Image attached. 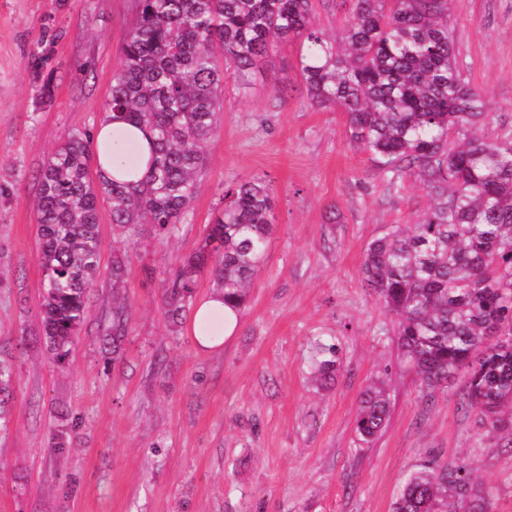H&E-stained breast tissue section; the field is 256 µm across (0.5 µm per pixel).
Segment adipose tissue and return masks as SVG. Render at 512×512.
Masks as SVG:
<instances>
[{
	"mask_svg": "<svg viewBox=\"0 0 512 512\" xmlns=\"http://www.w3.org/2000/svg\"><path fill=\"white\" fill-rule=\"evenodd\" d=\"M97 165L105 178L127 169L144 174L149 158V139L144 130L119 121L100 122L92 135Z\"/></svg>",
	"mask_w": 512,
	"mask_h": 512,
	"instance_id": "ef3b65f1",
	"label": "adipose tissue"
}]
</instances>
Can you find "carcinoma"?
<instances>
[{"label": "carcinoma", "instance_id": "obj_1", "mask_svg": "<svg viewBox=\"0 0 512 512\" xmlns=\"http://www.w3.org/2000/svg\"><path fill=\"white\" fill-rule=\"evenodd\" d=\"M339 37L314 20L311 0H137L103 117L145 128L150 160L138 181L93 180L91 134L75 131L40 170L36 199L44 334L58 360L87 317L100 274L98 207L128 237L151 224L161 241L195 199L206 145L224 103V76L244 87L274 44L306 45L300 74L311 104L338 108L350 140L407 169L430 198L414 224H394L366 248L362 278L396 317L402 360L428 389L460 378L461 407L486 440L512 450V136L492 127L480 91L462 73L448 28L450 0H350ZM275 196L262 179L224 187V209L172 279L165 314L182 321L198 275L210 268L239 309L264 261ZM126 322L112 310V354ZM332 346L317 347L315 378L334 379ZM381 382L360 401L355 430L368 441L385 427ZM392 512H492L489 491L465 458L413 472Z\"/></svg>", "mask_w": 512, "mask_h": 512}]
</instances>
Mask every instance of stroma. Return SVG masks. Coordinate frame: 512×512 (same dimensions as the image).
Wrapping results in <instances>:
<instances>
[{
    "mask_svg": "<svg viewBox=\"0 0 512 512\" xmlns=\"http://www.w3.org/2000/svg\"><path fill=\"white\" fill-rule=\"evenodd\" d=\"M135 0H0V358L15 382L0 431V512H392L411 472L465 458L494 512H512V453L489 446L459 406L460 383L427 392L400 358L395 317L362 283L370 242L428 204L350 141L342 112L312 106L300 43L280 44L249 90L227 83L207 167L176 236L135 238L99 206L101 273L65 362L39 311L36 173L70 132L102 119ZM464 75L512 131V0H453ZM262 178L275 225L235 334L205 348L192 318L164 314L160 270L200 247L226 184ZM126 258L121 288L112 258ZM124 302V359L106 334ZM337 347L330 385L314 341ZM384 380L383 431L354 429ZM63 448H56L57 437Z\"/></svg>",
    "mask_w": 512,
    "mask_h": 512,
    "instance_id": "35a3bbf8",
    "label": "stroma"
}]
</instances>
